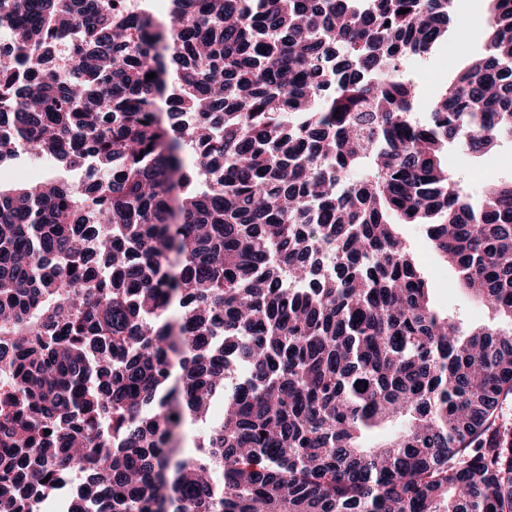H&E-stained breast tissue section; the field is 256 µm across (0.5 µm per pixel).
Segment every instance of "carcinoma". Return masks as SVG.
I'll return each mask as SVG.
<instances>
[{
  "instance_id": "carcinoma-1",
  "label": "carcinoma",
  "mask_w": 512,
  "mask_h": 512,
  "mask_svg": "<svg viewBox=\"0 0 512 512\" xmlns=\"http://www.w3.org/2000/svg\"><path fill=\"white\" fill-rule=\"evenodd\" d=\"M115 2L13 0L0 48V162L84 171L0 188V506L512 512V326L461 332L399 233L512 322V180L443 162L512 140V0L423 123L453 0Z\"/></svg>"
}]
</instances>
